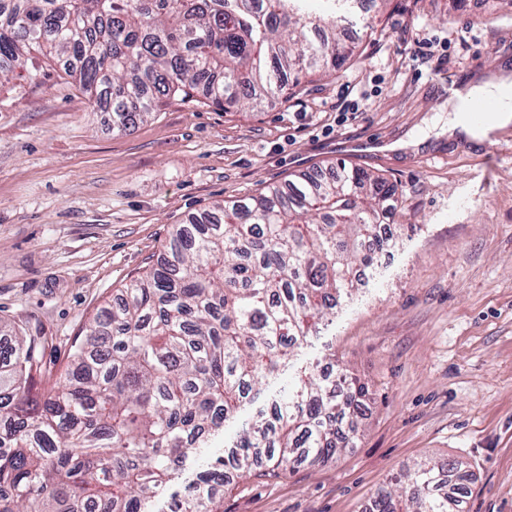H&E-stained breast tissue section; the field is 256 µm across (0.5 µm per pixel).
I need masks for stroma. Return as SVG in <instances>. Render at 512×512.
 <instances>
[{
    "mask_svg": "<svg viewBox=\"0 0 512 512\" xmlns=\"http://www.w3.org/2000/svg\"><path fill=\"white\" fill-rule=\"evenodd\" d=\"M354 21L351 58L258 111L168 98L121 132L58 64L0 82V324L46 336L53 371L190 216L343 164L397 189L381 267L253 387L151 512H171L242 422L331 361L368 386L354 447L276 479H233L224 512H366L430 457L469 465L465 512H512V126L480 143L449 137L452 100L433 80L512 69V0H394L356 7ZM423 37L447 51L414 58Z\"/></svg>",
    "mask_w": 512,
    "mask_h": 512,
    "instance_id": "obj_1",
    "label": "stroma"
}]
</instances>
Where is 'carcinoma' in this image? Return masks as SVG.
I'll return each instance as SVG.
<instances>
[{
    "label": "carcinoma",
    "mask_w": 512,
    "mask_h": 512,
    "mask_svg": "<svg viewBox=\"0 0 512 512\" xmlns=\"http://www.w3.org/2000/svg\"><path fill=\"white\" fill-rule=\"evenodd\" d=\"M350 0H0V78L35 56L128 128L163 98L258 109L354 55ZM396 190L341 166L218 205L172 233L163 257L97 310L55 372L43 339L0 343V512H149L259 378L288 360L375 263ZM312 372L176 512H224L229 478H274L351 448L366 386ZM473 474L429 458L379 488L366 512H461Z\"/></svg>",
    "instance_id": "carcinoma-1"
}]
</instances>
